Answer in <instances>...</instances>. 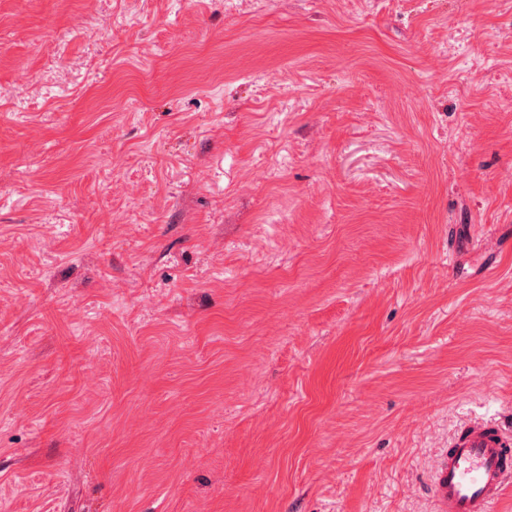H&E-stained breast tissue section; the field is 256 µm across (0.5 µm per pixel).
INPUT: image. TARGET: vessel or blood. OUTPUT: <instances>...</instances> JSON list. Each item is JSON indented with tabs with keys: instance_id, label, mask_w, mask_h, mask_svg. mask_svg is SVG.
Masks as SVG:
<instances>
[{
	"instance_id": "b4317fda",
	"label": "vessel or blood",
	"mask_w": 512,
	"mask_h": 512,
	"mask_svg": "<svg viewBox=\"0 0 512 512\" xmlns=\"http://www.w3.org/2000/svg\"><path fill=\"white\" fill-rule=\"evenodd\" d=\"M511 482L512 427L497 421L465 424L436 466V512H492Z\"/></svg>"
}]
</instances>
